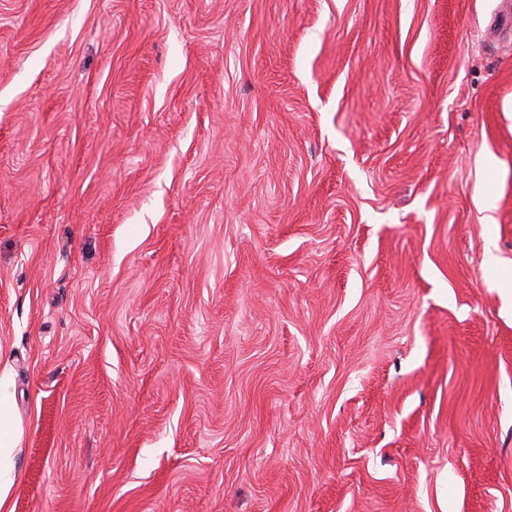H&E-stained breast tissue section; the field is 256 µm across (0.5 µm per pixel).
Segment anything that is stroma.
Instances as JSON below:
<instances>
[{"mask_svg": "<svg viewBox=\"0 0 512 512\" xmlns=\"http://www.w3.org/2000/svg\"><path fill=\"white\" fill-rule=\"evenodd\" d=\"M501 2L0 0L4 512H512ZM5 375L0 376V508L15 478L12 452L18 437V430L12 418L9 396L4 392Z\"/></svg>", "mask_w": 512, "mask_h": 512, "instance_id": "obj_1", "label": "stroma"}]
</instances>
